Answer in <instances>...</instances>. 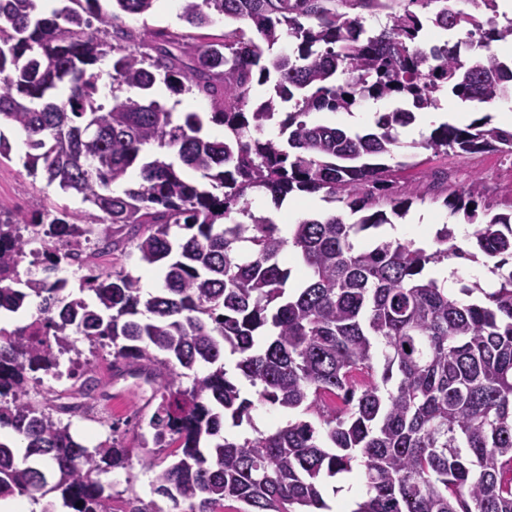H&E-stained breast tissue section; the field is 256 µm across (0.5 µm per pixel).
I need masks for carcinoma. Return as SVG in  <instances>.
I'll use <instances>...</instances> for the list:
<instances>
[{
    "label": "carcinoma",
    "instance_id": "obj_1",
    "mask_svg": "<svg viewBox=\"0 0 512 512\" xmlns=\"http://www.w3.org/2000/svg\"><path fill=\"white\" fill-rule=\"evenodd\" d=\"M39 2L0 0V120L25 134L31 174L92 211L79 222L66 206L29 217L0 206V312L32 306L41 329L0 328V429L25 443L20 462L0 442V498L158 512L101 480L139 456L178 512H319L323 480L355 470L367 497L354 512H512V212L492 213L478 184L457 188L440 173L432 186L475 225L477 251L447 226L431 252L352 242L421 198L378 162L394 158L397 128L447 89L465 102L512 100V63L496 50L512 20L498 24L496 0H480L485 19L459 0H179L193 29L217 16L238 26L219 37L158 29L148 44L119 13L144 14L156 0H113L112 11L101 0L49 12ZM107 58L117 89L137 98L99 102ZM159 83L209 99L224 139L200 136L199 113L165 108ZM267 83L272 93L246 111ZM391 97L407 109L379 114L371 133L309 120ZM275 119L280 141L259 137ZM147 146L163 154L144 161ZM421 147L512 156V130L444 123ZM135 167L137 187L114 191ZM255 192L276 208L322 192L341 211L285 236L251 209ZM347 212L365 216L348 223ZM126 228L141 262L163 264L156 294L122 267L96 272L92 260L117 252ZM288 251L302 272L296 288L282 266ZM479 253L493 261V292L476 282L462 299L423 278L431 264ZM73 263L87 267L77 296L56 277ZM79 336L110 357L112 377L153 386L152 441L90 448L73 434L63 416L85 414L82 399L100 383ZM64 377L74 386L65 398L43 386ZM258 402L317 422L222 435L227 418L252 423ZM150 443L172 463L161 466Z\"/></svg>",
    "mask_w": 512,
    "mask_h": 512
}]
</instances>
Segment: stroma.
Masks as SVG:
<instances>
[{
  "mask_svg": "<svg viewBox=\"0 0 512 512\" xmlns=\"http://www.w3.org/2000/svg\"><path fill=\"white\" fill-rule=\"evenodd\" d=\"M179 13L178 0H157L149 14L124 17L122 24L140 37L160 28L183 32L187 26ZM0 132L4 133L11 145L9 158L0 161L1 207L29 215L62 201L73 211H83L80 197L60 198L55 187L49 186L43 176L29 173L25 166L28 147L22 133L7 125L0 127ZM398 134L402 146L397 149L395 158L407 165L400 175L401 181L423 185L429 182L431 173L444 171L451 183L459 187L468 186L475 180L480 181L484 188V200L493 204L496 211H512L511 158L497 153L466 156L452 152L435 154L411 147V138L406 129H399ZM251 202L255 212L271 216L277 221L291 210L300 218L309 214L327 215L335 210L334 204L324 201L318 194L294 200L288 209L274 208L270 200L260 194L253 195ZM98 376L105 386L106 394L111 397L112 416L107 421L95 412L74 417L73 432L90 446L113 434L118 435L125 445H137L141 437L150 433L147 420L156 405L152 387L136 377L113 379L110 372L104 369L99 370ZM153 479V471L137 463L127 469L112 470L103 477L104 482L111 484L115 492L122 494L126 490H133L142 500L154 502L161 512H169L171 504L155 493Z\"/></svg>",
  "mask_w": 512,
  "mask_h": 512,
  "instance_id": "1",
  "label": "stroma"
}]
</instances>
